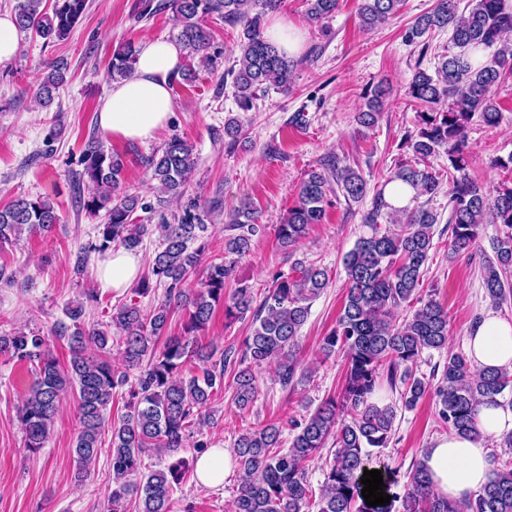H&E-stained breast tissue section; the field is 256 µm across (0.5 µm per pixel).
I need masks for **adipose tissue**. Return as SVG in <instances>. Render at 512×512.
I'll return each mask as SVG.
<instances>
[{
  "mask_svg": "<svg viewBox=\"0 0 512 512\" xmlns=\"http://www.w3.org/2000/svg\"><path fill=\"white\" fill-rule=\"evenodd\" d=\"M182 45L162 38H146L140 46L133 74L113 83L99 112L101 129L115 139L146 141L170 119L174 109L171 78L182 64ZM136 254L117 250L99 263L101 287H128L138 274ZM466 354L476 367L512 368V322L485 314L466 339ZM484 434L475 441L456 433L438 437L422 461L434 492L451 500L478 493L487 483L493 462L484 439L512 431V407L486 403L478 411Z\"/></svg>",
  "mask_w": 512,
  "mask_h": 512,
  "instance_id": "adipose-tissue-1",
  "label": "adipose tissue"
}]
</instances>
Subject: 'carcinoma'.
<instances>
[{
	"label": "carcinoma",
	"instance_id": "1",
	"mask_svg": "<svg viewBox=\"0 0 512 512\" xmlns=\"http://www.w3.org/2000/svg\"><path fill=\"white\" fill-rule=\"evenodd\" d=\"M282 0H170L176 39L189 58L204 68L213 66L208 50L211 33L204 18L218 14L224 22L242 27L239 57L227 71L232 77L239 108L246 112L258 93L269 89L287 91L295 64L288 55L264 37L266 15L276 11ZM43 0H17L14 19L18 28L45 40H63L84 14L87 0H55L52 13L42 9ZM308 17L319 22L333 16L339 0H303ZM404 0H361L358 19L371 29L396 17ZM451 30L448 47L438 55L434 74L417 69L409 82L407 96L420 107L418 128L404 135L416 162L401 163L387 183H400L414 191L411 201L439 193L443 178L419 161L444 153L448 158V224L450 250L454 255L470 252L485 224L499 225L492 242L493 256L482 266L486 295L499 305L512 297V178L491 190L468 173L467 133L473 119L496 127L501 112L489 96L492 86L512 76V10L505 0H436L434 8L417 17L406 32L410 44L436 30ZM497 46L490 59L472 63L469 52ZM137 60L130 42L112 54L109 77H128ZM39 88L41 104L53 103L54 92L65 82L64 66H48ZM384 90L377 86L366 97L358 123L370 128L379 118ZM82 176L94 186L83 203L92 215L104 212L96 226V241L89 252L105 253L119 245L136 250L143 237L153 231L162 239V249L151 264V276L139 281L136 293L146 295L152 283L166 286L165 301L146 313L135 303L113 309L111 324L120 330L122 366L104 357L87 354L90 345L106 349L112 339L103 328L86 330L78 325L83 304L71 305L66 315L75 322L73 332L63 324L54 334L68 338L70 368L60 369L47 340L38 334L19 331L0 336V353L33 366V380L18 410L26 448L36 453L44 447L62 400L77 395L79 431L73 454L81 467L91 465L101 449L104 411L116 390L128 387V412L112 426L110 465L114 487L109 512H173V485L191 468L178 458L164 470L142 471L149 452L176 453L194 433H202L206 410L216 391L224 388V374L233 368L232 387L236 406L251 407L258 393L254 367L274 365V377L288 388L294 385L300 363L296 356L298 335L306 322L311 302L328 287L326 269L302 265L297 277L273 275L259 305L253 289L242 286L230 297L224 283L238 259L248 255L261 233L259 212L248 201L229 216L224 236V261L210 263L198 272L204 246L190 244L205 231L187 213L178 224L132 222L138 208L150 204L124 189L123 158L97 140L84 151ZM193 145L175 137L164 148L145 158L150 179L156 187L179 197L196 167ZM335 177L343 196L355 202L367 195V182L354 168L335 162L329 174L315 170L301 183L296 204L276 225L282 247L296 245L309 226L321 223L326 207L329 177ZM389 224L381 227L380 218ZM58 215L52 202L42 197L17 198L0 208V244L24 232L51 230ZM362 223L369 232L356 241L343 258L347 293L334 326L323 337L320 351L328 358L340 353L345 358L341 391L326 399L301 422L293 424L294 435L284 446L282 429L276 424L247 429L238 436L234 451L240 471V489L231 512H512V455L491 452L495 467L484 488L463 502L436 495L422 462L412 466L401 493L383 477V492L391 496L385 506L366 504L360 479L375 448L387 447L397 417V407L381 405L375 395L388 388L399 395L401 407L414 409L426 395L435 398V414L450 432L481 438L477 408L498 402L512 390V370L474 367L462 353H448L442 368L429 377L413 370L425 351L448 346V312L435 299L418 296L424 268L433 248V225L438 215L424 203L396 208L385 199V188L377 190ZM201 275L196 287L192 277ZM419 307L399 318L396 311L411 301ZM224 306L232 322L252 315L251 333L243 341L242 353L218 351L199 342V333L211 321L215 307ZM188 315L183 334L169 336L163 346L157 341L166 331L171 307ZM136 373L129 383L130 373ZM332 445L323 481L313 490L309 466Z\"/></svg>",
	"mask_w": 512,
	"mask_h": 512
}]
</instances>
